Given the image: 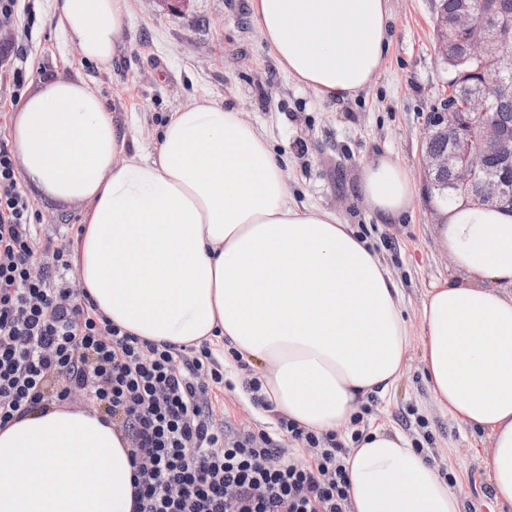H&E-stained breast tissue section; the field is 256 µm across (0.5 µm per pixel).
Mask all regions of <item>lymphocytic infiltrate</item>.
I'll return each mask as SVG.
<instances>
[{
    "mask_svg": "<svg viewBox=\"0 0 512 512\" xmlns=\"http://www.w3.org/2000/svg\"><path fill=\"white\" fill-rule=\"evenodd\" d=\"M38 213L0 142V428L73 395L122 429L133 465L132 512H349V449L282 417L278 433L216 427L209 398L224 367L209 343L175 351L123 331L68 280L69 251L45 245ZM310 452L284 458L281 434Z\"/></svg>",
    "mask_w": 512,
    "mask_h": 512,
    "instance_id": "f902f5d3",
    "label": "lymphocytic infiltrate"
}]
</instances>
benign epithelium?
<instances>
[{
	"label": "benign epithelium",
	"mask_w": 512,
	"mask_h": 512,
	"mask_svg": "<svg viewBox=\"0 0 512 512\" xmlns=\"http://www.w3.org/2000/svg\"><path fill=\"white\" fill-rule=\"evenodd\" d=\"M437 49L448 70L459 65L482 66L491 61L512 58V51L489 24L472 8L470 0H463L453 16L435 13ZM507 88L499 70L485 72L479 89L468 99L470 112L484 113L491 109ZM456 115L455 106L448 111L431 114L426 138H448L450 117ZM496 156L512 165V138H505L493 129L480 133H466L452 138L448 150L422 149V171L425 178L451 173L449 188H465L475 182L485 170L487 158ZM480 202L486 206H504L512 203V183L489 179L483 186Z\"/></svg>",
	"instance_id": "obj_1"
}]
</instances>
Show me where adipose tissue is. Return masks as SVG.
<instances>
[{"mask_svg": "<svg viewBox=\"0 0 512 512\" xmlns=\"http://www.w3.org/2000/svg\"><path fill=\"white\" fill-rule=\"evenodd\" d=\"M288 77L321 100L355 98L389 48V0H250ZM59 30L106 65L129 0H54ZM22 179L83 205L74 261L90 303L124 331L177 348L209 341L260 376L263 422L331 432L386 399L412 338L389 269L335 212L297 206L267 134L203 99L170 112L150 145L82 78L44 81L11 133ZM357 188L378 223L410 214L419 190L384 154ZM453 268L420 311L424 374L439 411L490 443L495 502L512 507V212L438 204ZM351 512H464L439 465L391 425L364 430L345 459ZM127 443L96 412L31 411L0 429V512H132Z\"/></svg>", "mask_w": 512, "mask_h": 512, "instance_id": "obj_1", "label": "adipose tissue"}]
</instances>
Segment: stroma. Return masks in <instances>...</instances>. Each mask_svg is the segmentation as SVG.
I'll return each instance as SVG.
<instances>
[{
    "mask_svg": "<svg viewBox=\"0 0 512 512\" xmlns=\"http://www.w3.org/2000/svg\"><path fill=\"white\" fill-rule=\"evenodd\" d=\"M36 14L27 45L24 94L48 77L85 78L114 111L144 134L157 133L173 110L207 97L262 125L283 155L290 197L336 212L389 266L404 295V316L419 330L428 288L452 269L436 243L431 206L420 198L399 224H379L356 192L359 169L388 152L422 182L421 148L440 107L448 73L435 50L432 0H391V47L374 84L359 97L324 102L278 66L254 23L249 0H131L132 22L112 63L83 59L57 28L52 0H30ZM38 214V236L75 247L81 207L22 184ZM216 425L254 429L261 420L234 388L211 397ZM389 422L430 449L454 478L465 512H501L488 483L489 441L473 438L434 406L422 350L412 343L389 402L374 401L365 425Z\"/></svg>",
    "mask_w": 512,
    "mask_h": 512,
    "instance_id": "35a3bbf8",
    "label": "stroma"
}]
</instances>
